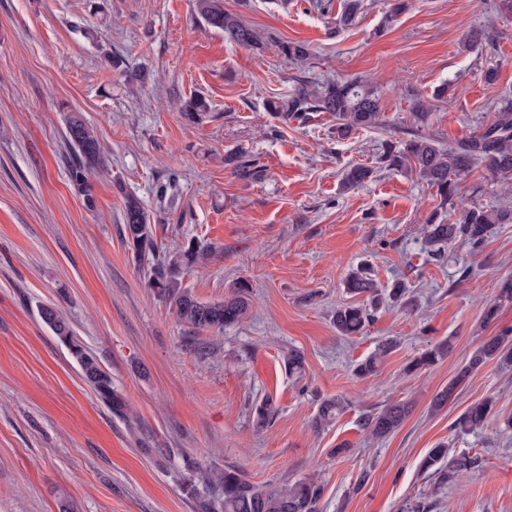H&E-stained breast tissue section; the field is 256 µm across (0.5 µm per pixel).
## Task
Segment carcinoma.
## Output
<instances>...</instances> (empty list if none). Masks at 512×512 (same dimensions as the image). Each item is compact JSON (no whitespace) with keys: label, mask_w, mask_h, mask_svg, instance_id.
<instances>
[{"label":"carcinoma","mask_w":512,"mask_h":512,"mask_svg":"<svg viewBox=\"0 0 512 512\" xmlns=\"http://www.w3.org/2000/svg\"><path fill=\"white\" fill-rule=\"evenodd\" d=\"M198 13L207 26L221 30L229 42L246 49L260 50L268 42H276L280 53L288 61L302 62L310 56L309 47L302 42L275 40L271 35H262L246 25L238 17L224 12L222 0H198ZM208 111V103L201 96L185 101L182 115L193 122L201 113ZM267 111L275 112L286 120L307 124L328 114L336 121V132L345 135L354 129L373 128L381 124L380 102L377 92L360 77H340L321 84L302 81L295 92L267 105ZM494 120L479 131L459 139L448 146L419 132L409 133V138L398 144H385L376 162L390 170L399 171L408 166L420 180L436 190L439 209L428 217L425 240L441 253V249L458 241L466 244L476 254L493 234L495 226L512 222V209L499 206L492 209L469 207L463 203L459 193V180L475 164L484 165L495 179H512V101L504 100L495 106ZM65 138L76 161L69 169V179L84 192L85 205L92 209L95 201L89 194L87 175L103 166L102 147L95 131L87 125L81 113L71 111L66 116ZM372 174L371 168L354 165L343 174V182L354 187L365 183ZM123 236L134 257L140 259L154 248L151 235V220L141 202L128 196L124 201ZM207 250L190 242L188 245L154 269L148 281L153 294L168 305L177 320L193 329L222 331L238 324L250 310V289L245 281L234 284L231 295L218 301H202L191 289L183 286L184 274L200 264ZM344 287L351 297L365 296L369 305L362 303H338L333 315L336 332L342 336H353L363 331L374 311L385 303L400 304L413 308L412 300L405 298L406 287L395 283L387 294L376 288L368 269L360 266L351 271ZM43 322L58 339L69 348L82 370L84 381L97 396L108 403L117 415L126 414L124 396L112 382V375L88 351L75 335L71 325L64 321L53 307L43 305L39 309ZM451 346V340L440 341L420 353L407 366L414 373L435 364L443 358ZM393 345L385 343L378 350L357 363L355 375L368 379L377 373L379 362L391 352ZM496 361L503 368L512 367V329H503L489 337L473 353L468 362L448 381L434 397L432 407L440 410L455 398L458 390L469 377L489 361ZM493 400L487 397L470 405L459 417L455 427L460 433H474L490 423ZM344 411L339 399L322 401L314 417L318 430L332 425ZM276 414L272 401L264 398L253 407L257 427L268 426ZM409 406L393 403L374 414L363 418L362 427L374 439L386 438L404 423ZM483 457L462 453H450L447 444L430 449L421 469L431 472L437 485L446 486L456 482L464 473L479 468ZM205 490L211 500L203 512H211L219 506L221 512H318L323 488L316 480L304 478L281 487L259 485L249 480L238 467L222 469L199 467L194 479L186 485V493L192 497Z\"/></svg>","instance_id":"cac0c4a2"}]
</instances>
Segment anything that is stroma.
Segmentation results:
<instances>
[{
  "mask_svg": "<svg viewBox=\"0 0 512 512\" xmlns=\"http://www.w3.org/2000/svg\"><path fill=\"white\" fill-rule=\"evenodd\" d=\"M278 41L308 44L293 67L276 44L249 51L225 41L195 0H0V512H201L184 484L198 466L231 465L250 481L283 485L315 477L319 512H512V370L490 362L442 410L433 397L485 337L512 328V302L497 320L483 312L512 281V224L484 247L434 256L423 238L438 202L415 173L375 159L386 141L415 127L412 97L432 115L423 134L443 144L490 124L512 99V13L495 0H364L349 25L315 0H223ZM470 28L489 43L463 46ZM123 59V70L109 57ZM497 78L487 82L485 72ZM360 76L378 91L382 125L336 137L327 122L282 123L268 100L298 77ZM209 112L194 123L178 107L194 95ZM81 112L109 158L90 177L95 208L68 178L67 111ZM251 161L242 180L235 162ZM373 167L344 188V170ZM151 217L155 253L136 263L123 236L126 194ZM461 194L476 206H512V183L474 166ZM195 241L204 263L184 285L204 301L251 285L248 316L224 331L178 322L146 282L152 264ZM365 265L379 287L405 280L415 312L379 308L355 336L332 315L343 281ZM469 267L461 277V267ZM56 308L100 360L128 404L119 416L84 381L77 360L39 316ZM451 339L448 355L415 374L407 364L427 343ZM393 342L376 376L353 369ZM210 348L207 358L192 350ZM301 351V377L285 367ZM274 399L271 424L252 407ZM346 401L332 426L312 429L322 399ZM493 398L481 432L457 418ZM408 404L403 425L369 439L364 416L388 401ZM483 456L482 467L436 487L421 462L438 443Z\"/></svg>",
  "mask_w": 512,
  "mask_h": 512,
  "instance_id": "35a3bbf8",
  "label": "stroma"
}]
</instances>
